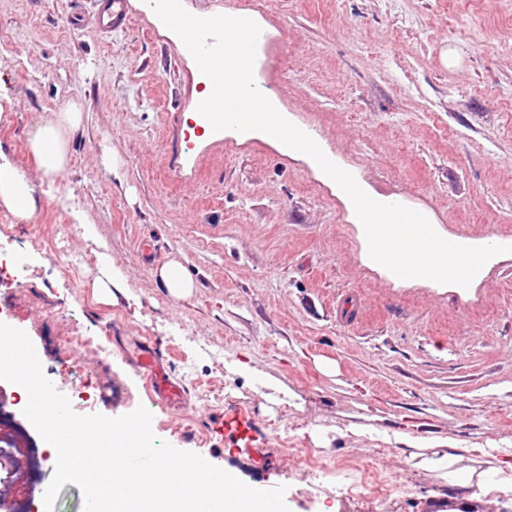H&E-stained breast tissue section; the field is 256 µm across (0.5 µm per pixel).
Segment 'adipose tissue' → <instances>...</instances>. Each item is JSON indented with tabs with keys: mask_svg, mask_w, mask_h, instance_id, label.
Here are the masks:
<instances>
[{
	"mask_svg": "<svg viewBox=\"0 0 512 512\" xmlns=\"http://www.w3.org/2000/svg\"><path fill=\"white\" fill-rule=\"evenodd\" d=\"M83 114L78 103H68L60 112L45 119L29 138V145L43 175L53 178L62 173L67 165L69 137L82 123ZM0 205L5 206L22 224L30 223L39 208L30 178L11 165L0 153ZM457 457L448 452L419 454L421 467L439 472L449 484H476L480 493L491 489L489 480L474 479L472 474L456 467Z\"/></svg>",
	"mask_w": 512,
	"mask_h": 512,
	"instance_id": "adipose-tissue-1",
	"label": "adipose tissue"
}]
</instances>
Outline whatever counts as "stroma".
<instances>
[{
	"mask_svg": "<svg viewBox=\"0 0 512 512\" xmlns=\"http://www.w3.org/2000/svg\"><path fill=\"white\" fill-rule=\"evenodd\" d=\"M124 2L128 26L103 31L98 0H0V150L40 199L28 224L0 205V246L20 253L25 286L0 323L28 335L75 414L146 407L157 439L284 487L289 512H424L438 496L512 512V492L473 498L415 466L403 440L512 479V253L466 288L393 281L306 154L259 131L186 144L199 68L154 12ZM252 3L274 60L259 91L368 195L450 238L512 240V0ZM71 101L83 123L50 180L29 138ZM103 251L127 278L112 305L92 288ZM174 259L195 284L184 299L154 276ZM74 322L90 343L72 361L56 344ZM139 340L184 385L180 407L156 404L123 363L120 347ZM88 384L90 409L72 397ZM27 400L0 381V512H45L54 468ZM234 408L269 446L217 432Z\"/></svg>",
	"mask_w": 512,
	"mask_h": 512,
	"instance_id": "obj_1",
	"label": "stroma"
}]
</instances>
